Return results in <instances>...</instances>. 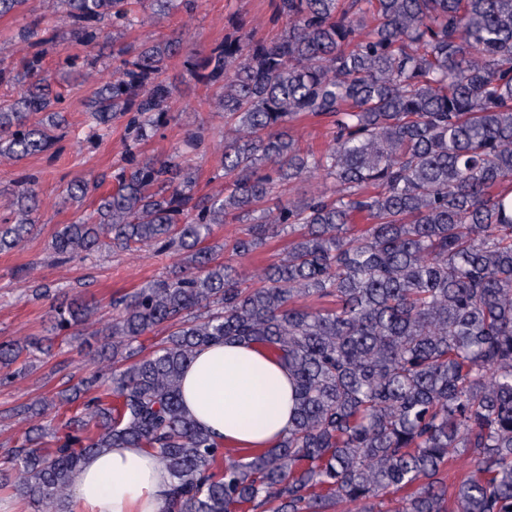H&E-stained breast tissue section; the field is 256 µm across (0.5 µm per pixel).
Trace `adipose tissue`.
<instances>
[{"label": "adipose tissue", "instance_id": "adipose-tissue-1", "mask_svg": "<svg viewBox=\"0 0 512 512\" xmlns=\"http://www.w3.org/2000/svg\"><path fill=\"white\" fill-rule=\"evenodd\" d=\"M184 409L227 450L270 448L292 423L287 370L264 350L213 343L199 349L182 378ZM168 472L145 448H111L89 456L70 512H162Z\"/></svg>", "mask_w": 512, "mask_h": 512}]
</instances>
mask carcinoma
<instances>
[{
	"instance_id": "cac0c4a2",
	"label": "carcinoma",
	"mask_w": 512,
	"mask_h": 512,
	"mask_svg": "<svg viewBox=\"0 0 512 512\" xmlns=\"http://www.w3.org/2000/svg\"><path fill=\"white\" fill-rule=\"evenodd\" d=\"M54 2L87 49L59 57L75 70L140 11L195 0ZM28 4L0 0V17L26 18ZM277 12L273 38L226 36L187 56L224 112V188L209 196L194 194L180 152L137 151L173 119L164 74L182 39L112 41V73L85 112L99 139L125 122L127 165L51 249L67 263L155 246L176 263L113 297L100 332L92 299L55 308V334L103 336L107 369L13 409L28 428L3 451L0 487L33 512H68L84 461L108 448L158 456L165 512H512V0H279ZM46 31L35 17L19 37L33 47ZM5 82L20 91L0 98V161L19 163L54 145L65 107L36 56L0 57ZM317 117L331 119L330 139L301 143L293 126ZM298 180L322 189L285 196ZM104 183L75 179L63 203ZM6 210L0 251L38 223L35 181ZM233 223L248 225L224 244L239 259L288 234L253 283L204 245ZM215 342L263 349L293 384L292 428L243 461L182 406L185 369ZM51 348L0 343V377L27 374L21 356ZM59 405L71 415L50 429L42 420ZM462 453L474 469L450 484Z\"/></svg>"
}]
</instances>
